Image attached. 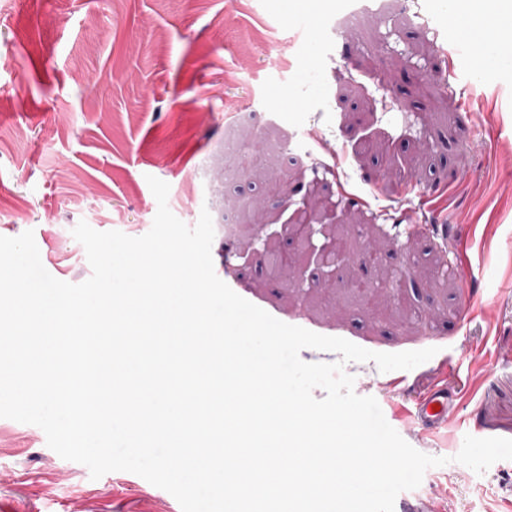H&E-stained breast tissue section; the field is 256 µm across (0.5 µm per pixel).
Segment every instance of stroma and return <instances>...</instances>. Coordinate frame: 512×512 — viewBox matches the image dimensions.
I'll return each instance as SVG.
<instances>
[{
  "label": "stroma",
  "mask_w": 512,
  "mask_h": 512,
  "mask_svg": "<svg viewBox=\"0 0 512 512\" xmlns=\"http://www.w3.org/2000/svg\"><path fill=\"white\" fill-rule=\"evenodd\" d=\"M356 7L362 24L337 35ZM470 25L438 0H0V236L33 231L54 277L79 284L92 269L73 228L142 236L146 178L168 183L186 225L209 210L216 275L276 319L373 352L436 348L411 370H345L446 458L406 493L421 512H512V460L454 461L465 436L512 439V75L484 64L463 111L447 74ZM332 224L350 240L336 265L271 266V248L329 243ZM437 384L458 399L427 431L415 406ZM0 512L181 507L0 418Z\"/></svg>",
  "instance_id": "obj_1"
}]
</instances>
